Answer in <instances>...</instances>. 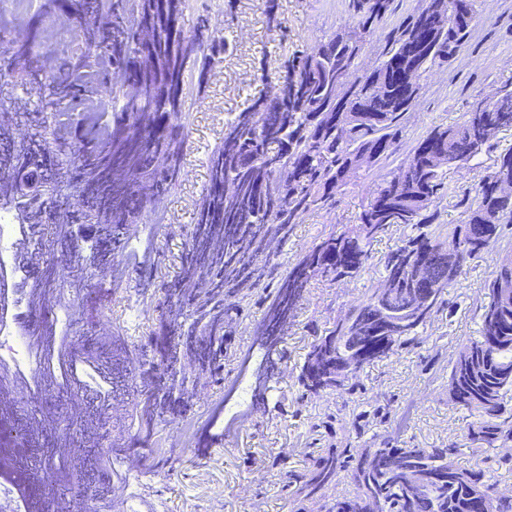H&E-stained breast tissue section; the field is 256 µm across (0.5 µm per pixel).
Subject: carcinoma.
I'll return each instance as SVG.
<instances>
[{
  "label": "carcinoma",
  "mask_w": 512,
  "mask_h": 512,
  "mask_svg": "<svg viewBox=\"0 0 512 512\" xmlns=\"http://www.w3.org/2000/svg\"><path fill=\"white\" fill-rule=\"evenodd\" d=\"M127 0H46L48 11L68 8L93 18L81 23L78 35L101 49L102 63L67 56L46 75H27L40 97V111L31 121L36 133L15 140L0 131V169L20 181L58 178L71 199L57 238L69 247L71 224L93 232L89 260L102 271H115L111 225L141 224L147 217L142 199L125 182V171L148 182L154 193L173 191L183 172L187 134L188 85L205 87L213 67L224 60L228 44L211 25L209 12L197 16L192 31L180 19L187 0H138V14L157 29L153 47L156 68H137L141 53L135 24L126 19ZM393 0H349L351 22L330 34L315 54L288 51V29L280 18L279 0H264L267 28L283 48L275 71L266 58L256 74L269 84L227 125L224 140L208 157L209 180L198 205L183 251V271L160 285L158 331L149 372L168 377L163 388L145 382L142 417L152 420L158 409L171 422L183 418L190 398L186 376L171 369L181 352L194 355L202 372L222 375L231 362L233 325L250 301L264 307V331L272 336L296 317L298 305L313 281L337 284L357 276L369 259L367 246L394 224L410 232L383 258L385 288L336 319L324 332L310 327L312 340L299 366L300 397L347 389L364 368L397 351L422 343L419 329L442 308L465 273L466 264L491 254L512 227V196L494 186L512 184V150L496 169L472 188L467 221L451 230L457 241L447 250L432 230L436 200L445 188L443 168L427 143L435 140L448 154L466 160L474 142L487 144L488 126L512 128V90L489 109L477 103L462 123L435 127L395 169L379 174L381 184L363 206L353 228L331 233L314 243L287 268L266 244L286 242L296 224L313 209L331 208L352 172L372 168L396 155L405 139L404 116L414 98L394 77L393 62L421 72L463 46L474 15L453 14L447 0L425 5L400 24L382 32L381 51L372 67L354 75L366 37L379 30ZM25 35L0 47V76H13L11 58L36 54L44 15H32ZM414 45L409 56L402 55ZM89 68L106 84L114 69L126 72L123 95L112 99L107 130L85 124L56 125L62 103L78 111L84 106L80 73ZM154 106L149 123L137 124L134 108L141 99ZM28 224L48 220L46 199L19 200ZM430 271L432 288H419L421 269ZM487 301L480 306L481 338L468 345L452 366L448 385L454 404L470 412L466 439L476 456L461 469L444 448H402L391 444L392 421L379 416V446L355 457L348 448H313L304 468L288 471L295 512L321 504L320 512H476V497L489 499L492 512H512V497L498 495L497 476L484 467L491 452L512 447V261L496 262L494 278L484 285ZM353 489L335 499L325 490L339 476Z\"/></svg>",
  "instance_id": "obj_1"
}]
</instances>
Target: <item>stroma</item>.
<instances>
[{
	"instance_id": "35a3bbf8",
	"label": "stroma",
	"mask_w": 512,
	"mask_h": 512,
	"mask_svg": "<svg viewBox=\"0 0 512 512\" xmlns=\"http://www.w3.org/2000/svg\"><path fill=\"white\" fill-rule=\"evenodd\" d=\"M223 2L190 0L181 18L189 31L198 13L209 10L212 26L223 32L229 49L206 87L189 102L185 176L160 200L165 223L144 240L126 225L114 230V258L126 270L122 287L113 286L109 273L79 263V256L89 253L87 239L79 240L78 256L63 255L48 224L33 235L37 249L55 273H78L76 288L51 294L43 315L29 318L25 312L33 299V277L18 274L11 282L23 327L35 331L53 324L55 333H66L78 349L96 356L112 381V397L104 403L86 390L59 389L28 364L24 372L38 381V389L14 391L5 398L0 422L26 443L25 454L13 456L11 466L31 474L47 472V512H198L213 498L220 512H291L293 497L283 489L286 471L301 469L311 448H348L363 455L372 441L369 434L356 433L354 418L377 407L391 417H406L399 446L442 448L453 443L458 448L456 466L468 468L475 462L463 438L472 417L452 403L448 375L463 347L480 337L478 305L495 271L494 256L471 263L450 290L454 313L439 311L422 329L421 346L399 350L365 368L353 392L329 390L305 397L298 392L296 375L310 341V325L332 327L340 315L383 286L382 259L404 235L397 224L371 242V257L357 277L311 285L295 322L282 333V354L269 352L254 335L262 312L253 308L235 327L232 362L222 383L185 361L184 370L194 382L189 416L200 421L194 445H184L177 425L164 414H156L150 427H141L142 371L132 364L131 354L153 335L160 298L147 288L143 273L151 271L158 282L179 271L184 231L208 184V155L223 140L236 112L266 93V84L254 76L255 61L264 57L273 64L279 57L263 0H238L230 19L219 11ZM279 3L293 46L300 50H316L348 21L345 0ZM475 5L462 49L432 64L419 79L416 104L405 115L408 145L433 127L462 122L476 101L493 98L512 83V0H476ZM509 148L512 129H504L475 159L446 169L447 192L437 201V233L447 235L449 226L465 223L464 200L472 185L491 174ZM378 184L374 173L361 169L350 174L335 207L305 214L288 243L274 244L279 261L294 265L320 237L353 227ZM328 416L332 433L314 430V423ZM155 446L174 457L173 470L159 465L151 453ZM107 457L115 464L110 475L101 469Z\"/></svg>"
}]
</instances>
